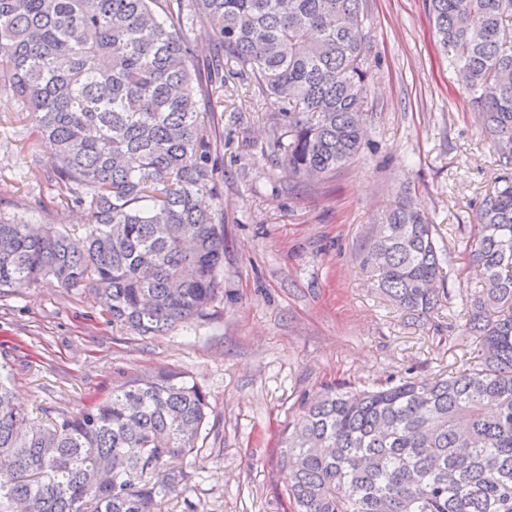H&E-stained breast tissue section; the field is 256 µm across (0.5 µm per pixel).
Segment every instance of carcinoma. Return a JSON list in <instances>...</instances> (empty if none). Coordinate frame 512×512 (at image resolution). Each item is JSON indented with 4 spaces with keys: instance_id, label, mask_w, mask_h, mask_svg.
Masks as SVG:
<instances>
[{
    "instance_id": "obj_1",
    "label": "carcinoma",
    "mask_w": 512,
    "mask_h": 512,
    "mask_svg": "<svg viewBox=\"0 0 512 512\" xmlns=\"http://www.w3.org/2000/svg\"><path fill=\"white\" fill-rule=\"evenodd\" d=\"M164 4L163 16L155 6ZM448 66L463 76L503 167L512 164V0H429ZM363 0H0V84L19 122L55 147L30 175L57 191L33 230L0 213V289L52 277L106 321L142 335L200 316L222 293L224 224L215 107L224 59L274 102L270 153L299 178L349 163L372 76ZM206 41L207 74L192 43ZM84 232L64 224L74 210ZM480 288L465 331L472 361L429 379L331 387L303 407L281 451L295 512H512V183L485 194L466 246ZM366 262L380 291L427 312L443 280L435 225L410 200L386 211ZM0 364V512H164L209 417L179 374L129 379L42 424Z\"/></svg>"
}]
</instances>
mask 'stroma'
Here are the masks:
<instances>
[{
    "mask_svg": "<svg viewBox=\"0 0 512 512\" xmlns=\"http://www.w3.org/2000/svg\"><path fill=\"white\" fill-rule=\"evenodd\" d=\"M429 0H365L373 68L360 154L318 181L293 177L267 153L271 106L249 77L224 66L217 177L224 219L221 301L159 336L106 324L76 289L47 279L0 290V362L17 401L54 420L107 396L124 379L177 372L208 395L197 456L166 462L186 482L167 512H293L281 438L302 403L328 386L390 377L424 379L469 363L464 303L476 282L466 243L501 167L457 72L435 37ZM0 90V212L54 196L26 178L28 143ZM412 199L445 247V282L433 311L395 307L363 261L381 213Z\"/></svg>",
    "mask_w": 512,
    "mask_h": 512,
    "instance_id": "obj_1",
    "label": "stroma"
}]
</instances>
